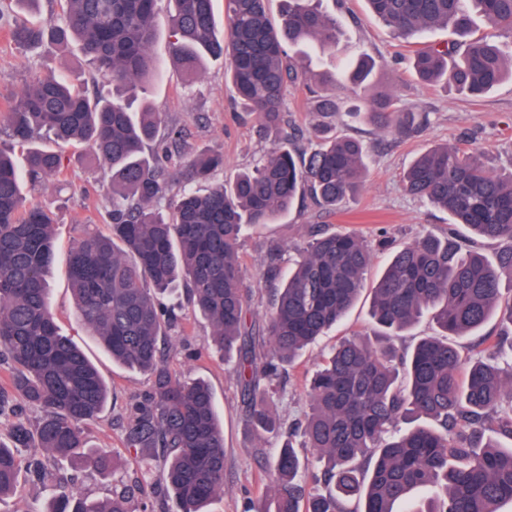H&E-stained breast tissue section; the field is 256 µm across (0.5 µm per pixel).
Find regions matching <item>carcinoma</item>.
<instances>
[{
  "instance_id": "carcinoma-1",
  "label": "carcinoma",
  "mask_w": 512,
  "mask_h": 512,
  "mask_svg": "<svg viewBox=\"0 0 512 512\" xmlns=\"http://www.w3.org/2000/svg\"><path fill=\"white\" fill-rule=\"evenodd\" d=\"M270 0H224L225 34L216 32L214 0H59L61 12L35 23L11 24L22 49L46 42L80 44L86 59L119 92L136 96L161 70L152 52L165 17L170 59L195 73L207 58L228 60L227 77L245 111L263 130L277 129L286 112L284 90L310 89L306 49L336 47V16L312 0H283L280 24ZM371 12L406 42L444 28L456 37L446 47L413 51L412 69L427 86L450 84L481 98L512 78V52L479 33L478 24L512 37V0H365ZM372 71L360 57L347 65L353 85ZM349 113L383 132L408 137L419 113L380 93ZM4 120L9 137L28 146L19 168L0 150V367L9 388L40 412L30 423L0 393V416L9 412L12 444H0V499L13 493L22 466L18 449L31 447L28 468L50 494L48 512H156L134 508L124 492L103 501L58 480L46 460L85 459L84 425L95 419L108 387L81 350L58 333L47 275L56 255L54 220L43 206L21 210L29 186L58 180L62 156L41 141L87 145L112 174V223L84 225L68 259V278L79 321L112 361L150 376L125 427L130 448H158V480L180 512H202L224 492V431L213 392L202 381L174 375L161 356V339L175 327L160 297L185 285L188 302L212 326L211 342L237 352V381L248 401L246 420L259 434L277 421L270 410L274 381L285 366L335 326L360 296L373 261L358 233L314 235L282 284L279 249L268 252L266 281L275 299L266 336L269 353L257 357L241 277L239 238L245 224H271L300 198L334 210L365 177V147L326 129L308 149L285 143L229 186L206 193L168 195L170 178L206 181L223 164L218 154L190 159L171 174L146 144L158 130V113L132 112L119 97L92 99L75 78L35 77L13 99ZM404 190L448 212L442 238L424 235L393 253L373 288L370 316L397 336L429 314L444 338L421 339L411 353L352 336L341 340L314 372L300 445L288 434L274 458L275 483L252 503V512H396L418 490L428 496L410 512H503L512 504V448L485 438L492 429L512 439V169L493 173L482 154L446 144L419 153L403 172ZM460 224L497 244L491 259L455 232ZM502 310L507 326L481 338L474 359L461 369L450 336H469ZM411 425L403 430L400 424Z\"/></svg>"
}]
</instances>
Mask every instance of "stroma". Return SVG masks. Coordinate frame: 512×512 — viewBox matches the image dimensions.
<instances>
[{
    "label": "stroma",
    "instance_id": "1",
    "mask_svg": "<svg viewBox=\"0 0 512 512\" xmlns=\"http://www.w3.org/2000/svg\"><path fill=\"white\" fill-rule=\"evenodd\" d=\"M320 8L336 14L343 36L335 50L313 57L310 63L312 84L318 93L361 104L379 92H392L406 106L427 113L428 123L413 136L400 138L343 111L321 116L305 90L291 85L285 89L286 118L299 130L300 145L311 146L316 128L322 125L358 138L366 147L367 177L362 188L336 211L319 209L308 200L299 201L274 223L245 230L241 274L251 289L247 319L258 333L257 355L269 351L263 330L272 310L273 293L265 287L263 275L270 246L279 247L284 269L304 251L317 226L329 232H357L374 250L366 288L357 305L338 327L303 350L280 380L271 410L285 430L303 421L308 409L305 383L324 356L344 337L377 335L370 318L371 288L390 253L422 235L440 236L448 230L446 211L407 194L402 187L401 176L415 156L439 144L472 143L482 148L485 164L492 171L512 168V80H505L476 101L451 86H426L407 68L409 48L400 45L389 28L370 14L364 0H320ZM23 13L17 0H0V113L30 79L86 66L75 43L62 50L30 52L15 48L8 37V25ZM362 53L372 58L374 69L368 82L354 88L346 80L344 69ZM225 70L224 60L208 59L201 75L195 78L170 65L160 80L147 86L146 101L150 111L160 113L163 134L162 140L151 145V152L171 156L176 165L200 152L223 154V167L209 181L196 183V191L202 193L216 185L231 184L239 172L252 168L279 145L278 135L259 131L242 111ZM58 150L63 157L64 190L56 191L50 184L37 187L26 194L24 204L48 206L56 214L51 310L59 333L86 353L110 390L102 412L86 430L89 454L107 457L108 471L65 464L61 472L94 498L101 500L112 492L142 486L154 498L156 507L163 512H178L173 495L157 484L155 475L146 472L147 464L156 460L154 451L126 448L123 440L133 405L148 392L150 381L140 372L113 363L102 344L87 335L77 320L66 275L67 257L80 239L82 225L111 221V175L88 147L62 144ZM174 312L178 324L162 343V355L173 373L209 384L224 428V492L206 504V512H245L249 499L272 483L274 471L268 450L276 440L270 435L258 439L247 427L244 396L232 366L208 348L209 321L184 299L175 303Z\"/></svg>",
    "mask_w": 512,
    "mask_h": 512
}]
</instances>
